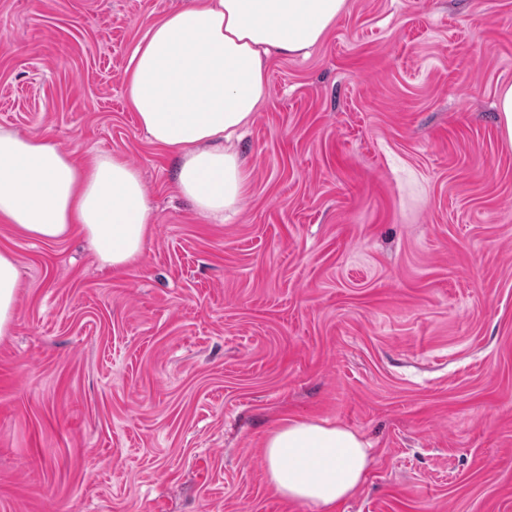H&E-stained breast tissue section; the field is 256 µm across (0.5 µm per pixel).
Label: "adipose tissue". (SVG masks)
<instances>
[{
  "label": "adipose tissue",
  "mask_w": 512,
  "mask_h": 512,
  "mask_svg": "<svg viewBox=\"0 0 512 512\" xmlns=\"http://www.w3.org/2000/svg\"><path fill=\"white\" fill-rule=\"evenodd\" d=\"M347 0H187L150 25L127 67V94L151 142L172 152L181 195L223 220L245 204L249 171L233 142L268 95L270 57L308 55ZM0 222L56 243L83 237L99 265L120 271L142 256L152 211L140 172L118 153L82 164L45 137L0 127ZM19 264L0 250V337L15 320ZM266 478L284 499L337 506L372 462L360 434L296 416L263 442Z\"/></svg>",
  "instance_id": "adipose-tissue-1"
}]
</instances>
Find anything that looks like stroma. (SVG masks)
<instances>
[{
  "label": "stroma",
  "instance_id": "1",
  "mask_svg": "<svg viewBox=\"0 0 512 512\" xmlns=\"http://www.w3.org/2000/svg\"><path fill=\"white\" fill-rule=\"evenodd\" d=\"M185 2L0 0V126L124 155L154 216L121 272L0 223V512H317L266 481L292 416L372 446L337 512H512V0H348L270 59L221 224L125 92ZM495 107L508 141L512 142V85L503 86L497 96ZM19 264L14 253L0 250V337L8 336L15 320Z\"/></svg>",
  "mask_w": 512,
  "mask_h": 512
}]
</instances>
